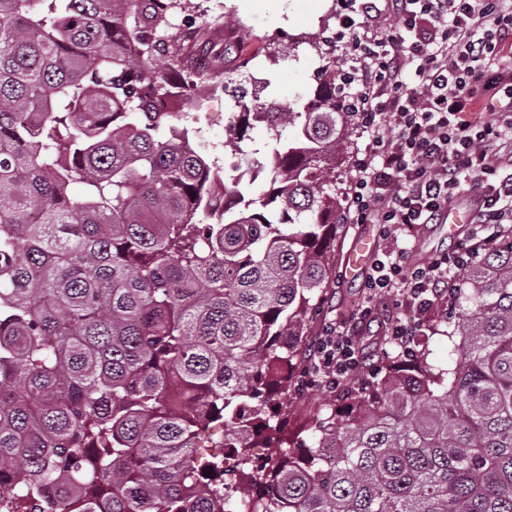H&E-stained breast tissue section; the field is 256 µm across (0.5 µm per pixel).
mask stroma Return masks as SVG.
<instances>
[{
	"label": "stroma",
	"mask_w": 512,
	"mask_h": 512,
	"mask_svg": "<svg viewBox=\"0 0 512 512\" xmlns=\"http://www.w3.org/2000/svg\"><path fill=\"white\" fill-rule=\"evenodd\" d=\"M191 9L206 31L192 50L197 63L209 70L216 81H228V91L211 94L185 123L195 139L205 142L210 157L225 165L237 163L233 149L225 148V125L235 111L238 96L260 93L293 106L303 103L316 85L315 77L323 60L318 48H334L337 65L351 69L353 59L336 46L342 8L339 0H266L255 9L251 0H191ZM250 39H242V29ZM249 57L250 69L239 74L240 57ZM367 239L372 253H380L385 243L374 224L345 223L336 233L332 248L333 280L320 295L317 310L306 330L305 344L313 346L325 323L348 318L350 301H363V274L345 269L346 254L354 239ZM455 244L444 224H430L415 230L407 240L413 260L428 261L449 251ZM335 397L333 391L315 385L305 389L290 384L283 400L279 437L308 448L313 444L306 425L326 414Z\"/></svg>",
	"instance_id": "35a3bbf8"
}]
</instances>
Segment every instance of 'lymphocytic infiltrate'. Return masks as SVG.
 Masks as SVG:
<instances>
[{"label": "lymphocytic infiltrate", "mask_w": 512, "mask_h": 512, "mask_svg": "<svg viewBox=\"0 0 512 512\" xmlns=\"http://www.w3.org/2000/svg\"><path fill=\"white\" fill-rule=\"evenodd\" d=\"M395 25L374 40L352 37L357 70L352 106L368 143L354 161L347 194L354 223L375 224L389 240L364 281L361 306L327 323L312 350L306 385L338 390L365 365L359 341L374 322L409 356L456 273L491 236L476 232L426 263L408 260L403 233L436 224L463 194L472 223L512 226V151L500 140L512 129V0H390ZM485 108L484 123L469 119ZM395 293V314L379 319L378 296Z\"/></svg>", "instance_id": "lymphocytic-infiltrate-1"}]
</instances>
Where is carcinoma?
Instances as JSON below:
<instances>
[{"label":"carcinoma","instance_id":"1","mask_svg":"<svg viewBox=\"0 0 512 512\" xmlns=\"http://www.w3.org/2000/svg\"><path fill=\"white\" fill-rule=\"evenodd\" d=\"M175 0H0V484L12 512H512V228L464 271L436 369L421 348L313 424L275 430L341 226L356 126L336 62L299 108L238 101L225 169L172 125L218 89ZM168 58V70L156 66ZM271 141L257 148L251 129ZM298 133L282 139L281 130ZM268 189L250 194L245 175ZM81 182L87 197L72 195ZM182 383L172 399L171 378ZM222 430V456L202 433ZM211 476H206V473Z\"/></svg>","mask_w":512,"mask_h":512}]
</instances>
